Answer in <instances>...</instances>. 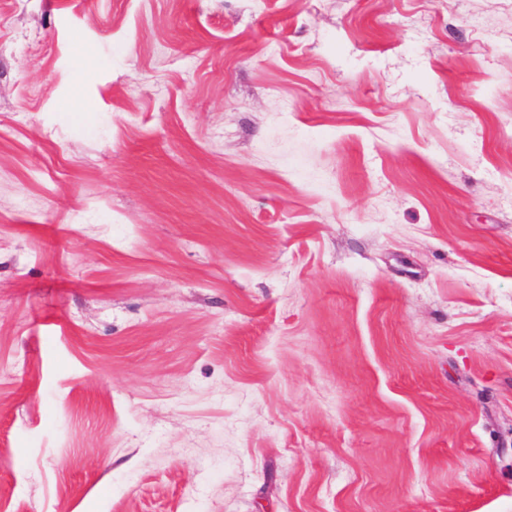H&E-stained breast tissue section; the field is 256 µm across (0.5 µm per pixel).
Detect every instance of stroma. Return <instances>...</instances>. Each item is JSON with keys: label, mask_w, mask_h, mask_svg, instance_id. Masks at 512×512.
Segmentation results:
<instances>
[{"label": "stroma", "mask_w": 512, "mask_h": 512, "mask_svg": "<svg viewBox=\"0 0 512 512\" xmlns=\"http://www.w3.org/2000/svg\"><path fill=\"white\" fill-rule=\"evenodd\" d=\"M0 512H512V0H0Z\"/></svg>", "instance_id": "stroma-1"}]
</instances>
